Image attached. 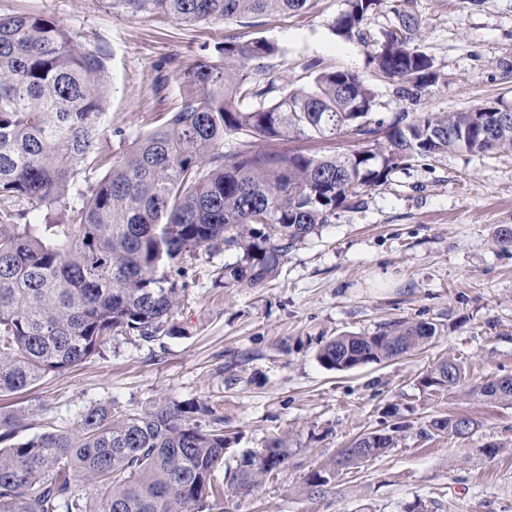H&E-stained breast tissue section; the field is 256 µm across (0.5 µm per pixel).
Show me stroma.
I'll return each instance as SVG.
<instances>
[{
    "mask_svg": "<svg viewBox=\"0 0 512 512\" xmlns=\"http://www.w3.org/2000/svg\"><path fill=\"white\" fill-rule=\"evenodd\" d=\"M108 0H0V15L36 13L65 26L75 42L104 51L110 66L106 132L97 151H117L120 135L155 126L178 110L175 69L204 60L234 36L275 43L284 89L309 86L322 69L359 74L376 92V112L402 108L393 86L369 63L391 15L382 10L367 40L346 41L332 23L345 0H315L302 14L214 20L193 26L157 15L112 12ZM423 22L418 46L439 74L418 106L448 114L475 105L512 107V0H409ZM512 152L456 151L412 163L372 188L359 207L285 258L261 288H227L212 272L228 256L200 251L191 263L182 333L143 343L117 335L77 367L0 399L23 425L72 426L84 408L138 409L157 400L206 399L238 432L233 453L286 441L281 470L246 496L225 495L214 512H512V405L470 395L473 386L512 375ZM429 321L442 331L420 351L349 371L329 370L318 350L334 336L374 333L387 322ZM465 369L462 386L433 393L419 379L439 359ZM409 429L396 448L341 471L312 493V472L333 467L359 435L384 428L387 407ZM439 414L470 417L461 438H421ZM495 454H487V447Z\"/></svg>",
    "mask_w": 512,
    "mask_h": 512,
    "instance_id": "obj_1",
    "label": "stroma"
}]
</instances>
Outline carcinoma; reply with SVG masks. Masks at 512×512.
Wrapping results in <instances>:
<instances>
[{
	"instance_id": "obj_1",
	"label": "carcinoma",
	"mask_w": 512,
	"mask_h": 512,
	"mask_svg": "<svg viewBox=\"0 0 512 512\" xmlns=\"http://www.w3.org/2000/svg\"><path fill=\"white\" fill-rule=\"evenodd\" d=\"M311 0H108L116 13L163 15L183 25L267 13H300ZM335 34L366 42L368 19L387 7L394 21L372 57L378 76L417 105L439 75L416 45L421 20L402 0H345ZM266 39L234 36L207 60L178 72L183 104L158 126L119 140L115 157L93 154L104 134L107 57L75 43L38 14L0 15V396L33 387L99 351L111 336L151 343L172 336L189 287L185 259L203 249L235 260L218 269L226 288H260L288 253L339 208L360 203L401 167L464 149L512 151V108L472 107L442 116L404 109L387 120L357 73L325 69L310 88L285 93ZM235 140L224 151V140ZM352 143L321 153L307 143ZM103 175L90 181L89 172ZM84 191H74L79 181ZM26 202L39 221H16ZM438 334L427 321H398L373 334L326 342L318 361L347 371L391 361ZM463 365L443 358L423 374L425 389L458 387ZM480 396L512 404V385L494 378ZM440 415L421 438L456 437L460 422ZM20 418L0 414V512H211L228 488L248 495L281 469L284 440L225 453L236 437L204 401H155L136 412L108 405L16 439ZM403 423L359 436L335 469L312 473L311 492L395 447ZM224 471V481L215 473Z\"/></svg>"
}]
</instances>
